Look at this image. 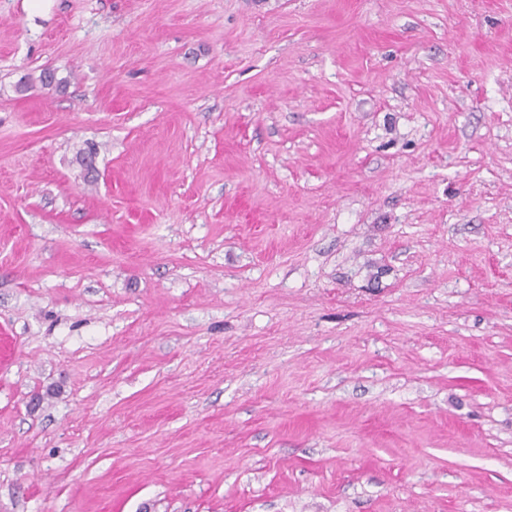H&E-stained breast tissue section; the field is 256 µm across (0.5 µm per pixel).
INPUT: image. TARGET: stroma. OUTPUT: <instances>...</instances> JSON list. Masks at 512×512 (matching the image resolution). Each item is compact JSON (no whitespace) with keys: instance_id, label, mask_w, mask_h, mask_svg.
<instances>
[{"instance_id":"1","label":"stroma","mask_w":512,"mask_h":512,"mask_svg":"<svg viewBox=\"0 0 512 512\" xmlns=\"http://www.w3.org/2000/svg\"><path fill=\"white\" fill-rule=\"evenodd\" d=\"M44 2L0 512H512V0Z\"/></svg>"}]
</instances>
